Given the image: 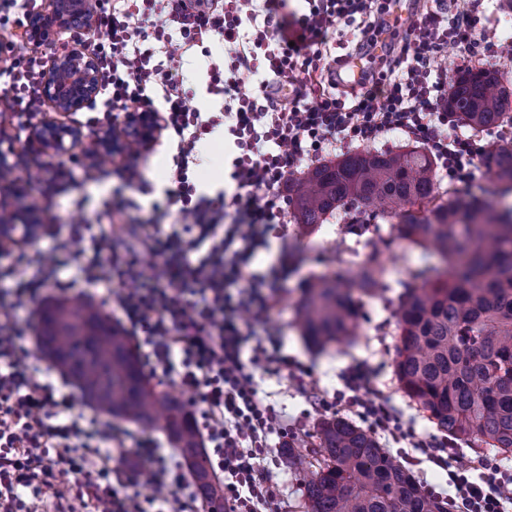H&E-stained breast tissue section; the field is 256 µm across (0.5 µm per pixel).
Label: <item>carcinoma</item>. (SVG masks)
<instances>
[{
    "label": "carcinoma",
    "mask_w": 512,
    "mask_h": 512,
    "mask_svg": "<svg viewBox=\"0 0 512 512\" xmlns=\"http://www.w3.org/2000/svg\"><path fill=\"white\" fill-rule=\"evenodd\" d=\"M508 97L486 69L458 75L448 109L472 129L512 126ZM489 173L468 198L437 195L434 165L417 148L364 149L312 168L289 199L297 223L321 224L352 208L374 220H397L401 237L438 250L439 260L413 273L395 311L399 343L395 374L401 389L437 429L470 445L512 452V209L490 201L512 194V150L484 155ZM389 268L376 253L355 287L319 276L303 290L299 317L307 343L324 349L354 335V290L374 295ZM37 349L82 397L109 419L162 430L192 473L206 509L223 494L210 473L188 406L149 387L128 336L91 301L74 296L36 310ZM309 473L307 512H447L424 492L367 430L347 418L321 422L316 444L288 452Z\"/></svg>",
    "instance_id": "obj_1"
}]
</instances>
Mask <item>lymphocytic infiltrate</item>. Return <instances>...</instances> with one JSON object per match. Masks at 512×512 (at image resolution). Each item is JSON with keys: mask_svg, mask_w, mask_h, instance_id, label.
I'll return each mask as SVG.
<instances>
[{"mask_svg": "<svg viewBox=\"0 0 512 512\" xmlns=\"http://www.w3.org/2000/svg\"><path fill=\"white\" fill-rule=\"evenodd\" d=\"M304 12L279 14V0H101L93 44L106 110L152 108L149 93L163 92L164 129L177 139L171 156L167 204L178 205L179 228L119 224L94 231L78 225L58 238L55 252L79 259L86 287L100 289L102 306L118 305L127 334L147 347L143 365L152 375L178 381L201 408L200 431L212 450L211 468L224 480V512H280L281 490L265 465L271 445L286 447L288 428L256 381V368L293 370L276 334L261 339L243 330V315L265 318L291 268L280 258L261 270L252 264L270 241L283 237L289 180L325 156L383 141L400 133L421 144L437 170L468 183L484 146L458 130L448 110V56L460 68L512 59V41L481 23L475 0H422L414 20L392 22L393 0H305ZM357 25L355 54L373 68L356 86L338 89L340 63L327 41L338 23ZM221 41V62L208 66L209 94L222 97V116H203L187 104L178 79L187 53ZM157 48H149V41ZM263 66L266 77L242 93L241 71ZM43 70L13 59L0 67L18 92L19 112L35 115L43 102ZM223 128L237 150L231 160L232 191L211 197L192 180L198 148ZM134 234L137 244L116 243ZM159 257L149 275L138 255ZM30 277L0 308V512H35L34 501L56 502V512H197L182 465L159 443L139 438L131 450L145 466L148 484L166 489L164 499L134 484H112L103 442L124 447L126 434L107 419L72 416L74 400L40 379L37 361L15 341L14 312L61 287L59 263L26 255ZM109 266L115 290L100 269ZM338 399L369 419L377 431L420 449L448 477V497L464 512H512V467L470 458L446 443L416 438L403 429L373 374L357 364L345 374ZM68 474L66 487L58 477Z\"/></svg>", "mask_w": 512, "mask_h": 512, "instance_id": "f902f5d3", "label": "lymphocytic infiltrate"}]
</instances>
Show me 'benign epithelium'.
Wrapping results in <instances>:
<instances>
[{
	"instance_id": "7a95c632",
	"label": "benign epithelium",
	"mask_w": 512,
	"mask_h": 512,
	"mask_svg": "<svg viewBox=\"0 0 512 512\" xmlns=\"http://www.w3.org/2000/svg\"><path fill=\"white\" fill-rule=\"evenodd\" d=\"M48 11L28 16L22 25L23 38L37 45L53 47L61 31H82L96 23L93 0H47ZM99 92L94 65L89 57L73 49L55 53L45 72L42 96L62 118L90 107ZM161 121L157 113L133 108L123 113L116 126L84 132L62 119L30 128L29 140L51 155L82 144L110 157L131 147L148 149L158 140Z\"/></svg>"
}]
</instances>
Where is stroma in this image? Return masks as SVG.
Here are the masks:
<instances>
[{"instance_id":"35a3bbf8","label":"stroma","mask_w":512,"mask_h":512,"mask_svg":"<svg viewBox=\"0 0 512 512\" xmlns=\"http://www.w3.org/2000/svg\"><path fill=\"white\" fill-rule=\"evenodd\" d=\"M102 37V31L97 29L64 32L59 34L55 48L51 49L25 41L19 24L0 26V41L14 43V57L34 56L45 65L51 63L54 50L80 49ZM210 49L212 55L208 58L198 51L190 54L180 70V79L192 107L216 113L222 100L206 91L207 65L209 58H221L224 50L217 43L211 44ZM15 98V90L0 82V134L24 152L29 174L27 183L31 190L20 202L9 193L0 194V218L13 220L18 207L30 208V221L41 224L42 230L32 240L25 239L22 233H15V241L25 252L37 250L46 258H54L55 238L67 235L71 227L78 224L105 229L121 222L159 224L165 228L179 223L177 207L164 212L154 211L152 207L153 202L164 199L170 186L166 166L167 138H160L153 151L135 156L103 160L84 145L67 154L51 156L31 146L28 134L31 126L54 120L55 112L47 106L34 117L20 116ZM127 164L136 165L142 171L145 187L124 183L121 170ZM98 167L104 169L105 179L99 182L86 180V172ZM230 172V166L224 163V132L219 129L200 146L195 173L198 192L216 195L223 190L224 177ZM287 243L297 270L285 291L280 293L267 320L255 325L254 330L261 337L269 331L278 332L285 352L306 369L298 382L289 381L282 373L261 371L257 374L262 390L269 393L271 403L291 424L294 441H312L315 426L322 418L347 416V409L333 403L332 397L342 387V372L360 361L367 362L372 368L375 383L397 408L403 428L421 437L440 439V432L426 413L405 396L395 375L398 331L394 312L401 286L418 262L419 248L401 239L394 225L387 221L374 225L359 237L345 233L342 225L335 222L319 225L313 233L304 234L292 221L287 226ZM376 249L387 260L390 286L376 296L361 297L355 342L324 351L308 346L297 326V304L306 281L324 274L354 278L361 263ZM322 395L330 398L329 407L318 405L317 399ZM378 441L412 472L425 490L435 495L445 494V474L426 462L418 449L399 446L383 435ZM268 466L282 492L283 512H304L306 476L289 466L287 449H273Z\"/></svg>"}]
</instances>
